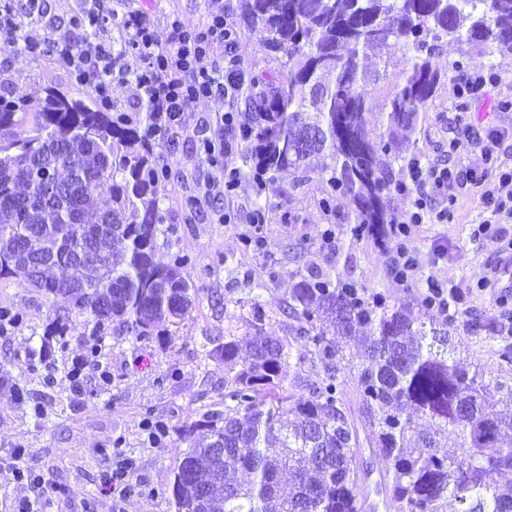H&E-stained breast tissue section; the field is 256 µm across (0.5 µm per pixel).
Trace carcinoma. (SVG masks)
<instances>
[{"instance_id": "cac0c4a2", "label": "carcinoma", "mask_w": 512, "mask_h": 512, "mask_svg": "<svg viewBox=\"0 0 512 512\" xmlns=\"http://www.w3.org/2000/svg\"><path fill=\"white\" fill-rule=\"evenodd\" d=\"M247 25L263 48L282 53L279 78L242 91L246 162L274 186L277 175L306 182L311 160L330 163L320 207L336 195L353 207L355 235L382 243L392 223L387 159L401 133L426 111L441 75L443 43L472 52L512 53V0H249ZM380 48L408 59L386 90L384 130L366 131L380 75L360 55ZM150 113L130 117L96 102L46 93L38 112L0 98V279L51 299L50 333L69 316L95 326L120 321L136 339L160 337L192 309L189 254L155 260L166 169L162 145L145 131ZM314 135L309 150L303 141ZM122 250L112 252V242ZM284 313L291 338L254 336L216 349L234 372L224 410L194 423L173 468L175 512H370L381 494L393 512H512V377L461 366L453 357L454 315L420 322L382 297L365 300L350 283L303 276ZM366 362L354 374L357 411L347 402L346 349ZM320 368L319 381L288 379L291 360ZM453 438L455 447L441 448ZM362 448L385 468L371 481L352 466ZM241 470L243 482L227 475Z\"/></svg>"}]
</instances>
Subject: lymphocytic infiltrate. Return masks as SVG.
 Wrapping results in <instances>:
<instances>
[{"label": "lymphocytic infiltrate", "mask_w": 512, "mask_h": 512, "mask_svg": "<svg viewBox=\"0 0 512 512\" xmlns=\"http://www.w3.org/2000/svg\"><path fill=\"white\" fill-rule=\"evenodd\" d=\"M41 0H27L23 12L0 11V47H24L28 54L51 53L67 65L73 80L88 89L104 103L112 101L113 81L134 83L137 98L130 109L148 111L152 115L148 134L160 136L179 122L197 102L212 97L224 98L229 108L217 119L212 134L202 135L200 148L209 165L218 172H227L232 145L224 134L239 120L233 104L243 83L245 72L240 63L235 30L227 24L223 11L210 12L201 32L192 33L180 20H173L162 33L129 14L121 43L133 45L132 56L118 52L108 22L112 18V0H79L78 28L49 19L42 39L30 34L28 20L43 14ZM224 47V64L212 66L209 51L212 45ZM493 146H486L483 162L494 169L492 189L484 193L489 219L473 230L478 237H494L501 221L512 219V168L495 164ZM462 174L447 164H425L413 161L408 168V189L414 204L409 222L390 227L397 245L389 265L394 280H412L418 269L415 254L404 247L416 224H443L454 216L457 204L455 187Z\"/></svg>", "instance_id": "f902f5d3"}]
</instances>
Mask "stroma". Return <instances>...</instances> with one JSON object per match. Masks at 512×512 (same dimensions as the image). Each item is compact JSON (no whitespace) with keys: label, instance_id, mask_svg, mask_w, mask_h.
I'll list each match as a JSON object with an SVG mask.
<instances>
[{"label":"stroma","instance_id":"obj_1","mask_svg":"<svg viewBox=\"0 0 512 512\" xmlns=\"http://www.w3.org/2000/svg\"><path fill=\"white\" fill-rule=\"evenodd\" d=\"M247 0H112V22L120 24L136 10L142 22L165 29L178 18L192 28L202 27L212 9H223L235 28L247 78L278 76V56L259 44L247 27ZM459 56L448 43L435 57L443 77L416 128L403 141L392 179L407 176L406 163L449 160L459 169L479 164L476 138L495 132L498 162L512 166V54L486 57L472 54L467 71L497 72L501 82L475 104L456 95V78L448 63ZM73 98L86 91L54 56H26L0 49V95L24 101L39 110L48 89ZM226 108L223 99L195 104L181 124L172 127L164 152L168 169L162 207L174 235H158L156 258L168 262L175 251L189 253L194 265L187 275L198 296L191 312L168 328L162 339L135 340L119 322L107 323L93 336L85 317L71 316L66 346H53L47 359L36 358L54 318L48 299L15 282L0 281V309L20 319L13 333L0 335V512H16L30 489L17 483L10 470L14 454L36 469L46 491L38 512H175L168 487L172 467L186 451L185 429L202 416L224 408L227 372L210 350L225 337L254 336L249 306L225 305L226 295L257 298L267 318L264 334L284 336L289 320L283 302L300 276L316 272L349 282L365 298L382 295L406 304L414 317L429 321L424 304L427 278L446 286L468 289L466 310L459 315L456 356L487 372H498V351L512 345V223L501 237L475 238L472 230L487 217L482 186L459 191L453 221L416 227L411 245L419 268L414 280L394 281L387 275L390 248L370 237L356 236L352 207L337 197L336 213L324 216L319 208L324 184L311 175L304 187L293 189V175L281 173L266 203L262 251L245 248L240 221L221 223L223 209L237 211L240 220L256 202L252 175L240 179L237 194L225 199L224 186L199 149L196 127L215 122ZM97 357H90V349ZM86 361L82 395H74L67 371L72 361ZM108 371L109 382L99 378ZM31 392L19 400L15 388ZM164 421L165 436L152 442L143 429L145 419ZM122 448L134 467L133 490L113 500L104 483L112 459L106 451Z\"/></svg>","mask_w":512,"mask_h":512}]
</instances>
